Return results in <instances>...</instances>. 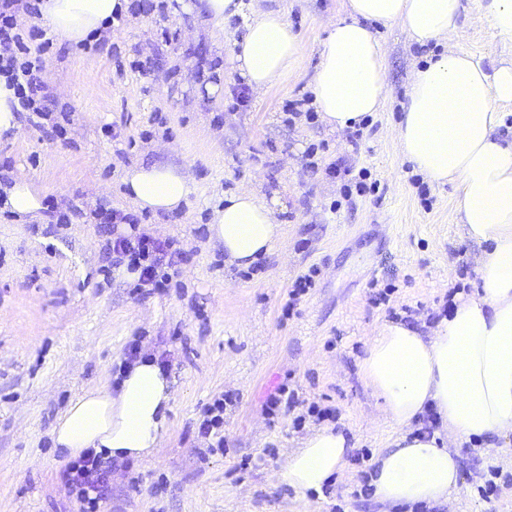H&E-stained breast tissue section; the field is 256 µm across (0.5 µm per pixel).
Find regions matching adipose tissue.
Returning a JSON list of instances; mask_svg holds the SVG:
<instances>
[{
    "label": "adipose tissue",
    "mask_w": 512,
    "mask_h": 512,
    "mask_svg": "<svg viewBox=\"0 0 512 512\" xmlns=\"http://www.w3.org/2000/svg\"><path fill=\"white\" fill-rule=\"evenodd\" d=\"M463 0H347L319 45L311 86L331 129L354 128L379 111L387 94L385 51L374 22L400 23L418 41L462 36ZM127 0H43L59 39L80 42L107 30ZM235 68L255 90L299 69L304 51L282 12H260L232 49ZM411 95L395 129L399 154L437 182L454 183L460 222L482 247L481 289L425 331L384 325L371 340L362 373L386 416L400 431L373 461L371 485L387 508L447 502L458 486L454 446L512 432V142L496 134L497 104L512 102V62L486 69L454 50L411 73ZM125 196L153 213L188 203L187 170L136 165L125 171ZM278 203L251 191L226 195L210 223L229 263L253 264L284 236ZM42 195L26 180L0 187V211L38 217ZM173 391L167 371L149 359L127 367L116 389L83 390L58 418L56 447L71 458L88 448L109 457L147 460L168 430ZM436 412L425 433L421 420ZM351 448L344 430L320 428L290 451L280 470L298 493L322 492Z\"/></svg>",
    "instance_id": "ef3b65f1"
}]
</instances>
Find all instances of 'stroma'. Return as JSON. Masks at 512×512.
Returning <instances> with one entry per match:
<instances>
[{
    "label": "stroma",
    "instance_id": "35a3bbf8",
    "mask_svg": "<svg viewBox=\"0 0 512 512\" xmlns=\"http://www.w3.org/2000/svg\"><path fill=\"white\" fill-rule=\"evenodd\" d=\"M152 2L101 34L96 50L43 46L49 21L17 15L42 61L51 114L43 127L24 121L0 137V182L24 177L45 205L39 221L0 214V512H77L53 426L82 390L116 387L132 348L171 372L169 433L154 459L113 463L102 512H381L360 489L396 426L362 379L367 344L390 322L434 326L480 285V250L459 222L454 186L405 161L394 129L415 68L451 47L496 66L512 59V43L477 23L481 0H464L463 36L451 46L372 23L389 92L355 141L284 110L311 99L319 43L343 0H245L256 13L281 10L304 47L300 69L260 93L229 61L242 19L206 30L194 22L197 0ZM206 71L218 75L219 95L197 86ZM153 163L187 169L196 191L181 210L137 214L140 231L183 250L168 287L145 296L107 274L95 211L133 213L122 175ZM332 163L367 169L378 191L343 197V177L326 172ZM239 190L277 199L285 226L247 269L225 264L208 230L213 207ZM314 265V287L289 305L294 280ZM282 386L300 399L288 413L267 404ZM218 398L220 443L198 433L202 409ZM326 425L346 429L353 447L334 485L303 499L278 473ZM458 461L443 512H512V434L493 448L464 443Z\"/></svg>",
    "mask_w": 512,
    "mask_h": 512
}]
</instances>
